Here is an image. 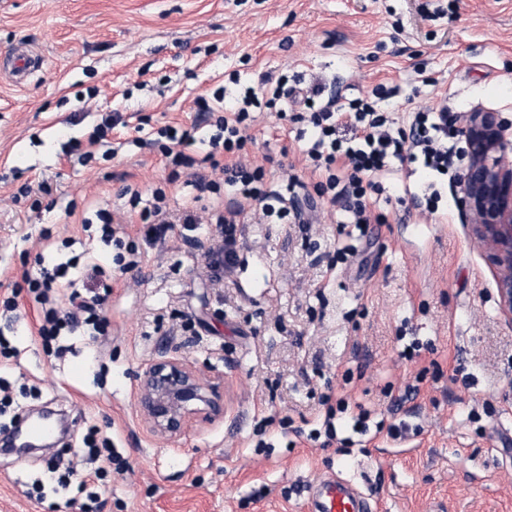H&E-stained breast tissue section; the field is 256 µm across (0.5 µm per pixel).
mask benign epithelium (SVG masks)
<instances>
[{
    "label": "benign epithelium",
    "instance_id": "benign-epithelium-1",
    "mask_svg": "<svg viewBox=\"0 0 512 512\" xmlns=\"http://www.w3.org/2000/svg\"><path fill=\"white\" fill-rule=\"evenodd\" d=\"M505 131L496 112H469L458 126L468 153L460 176L463 216L474 239L486 247L496 269L500 310L511 320L512 163L505 160ZM137 403L151 434L175 438L195 421L224 414L223 379L200 377L165 348L143 368Z\"/></svg>",
    "mask_w": 512,
    "mask_h": 512
}]
</instances>
